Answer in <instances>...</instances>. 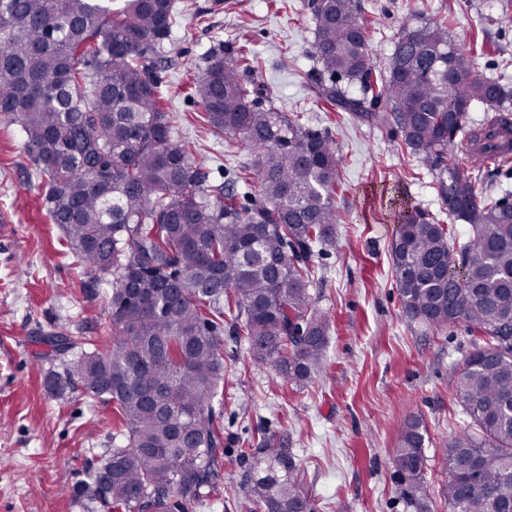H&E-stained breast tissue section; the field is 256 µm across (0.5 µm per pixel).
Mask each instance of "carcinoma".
<instances>
[{"instance_id":"cac0c4a2","label":"carcinoma","mask_w":512,"mask_h":512,"mask_svg":"<svg viewBox=\"0 0 512 512\" xmlns=\"http://www.w3.org/2000/svg\"><path fill=\"white\" fill-rule=\"evenodd\" d=\"M313 88L358 124L394 126L397 146L438 172L448 216L472 233L459 251L450 229L404 206L391 246L404 313L425 325L464 323L483 344L455 381L475 430L442 448L449 512L512 510V191L495 198L479 164L448 159L495 139L512 153V88L476 71L448 23L405 27L379 65L359 0H311ZM173 0H0V122L20 127L44 189L46 215L90 270L112 275V336L43 337L75 352L47 376L62 395L81 388L112 408V451L85 460L73 498L113 512H195L217 494L224 444V335L301 386L322 367L331 316L310 293L309 260L333 235L340 158L332 140L256 107L245 45L217 48L192 86L218 135L255 147L250 164L213 185L174 138L159 66L168 60ZM356 90H350V87ZM493 113L484 127L468 112ZM112 172L101 183L87 176ZM255 182L261 201L238 202ZM230 323L224 325V314ZM425 429L406 423L391 464L416 512H429ZM244 493L254 512L312 503L286 448L259 451Z\"/></svg>"}]
</instances>
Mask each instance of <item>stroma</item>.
I'll return each mask as SVG.
<instances>
[{"instance_id": "stroma-1", "label": "stroma", "mask_w": 512, "mask_h": 512, "mask_svg": "<svg viewBox=\"0 0 512 512\" xmlns=\"http://www.w3.org/2000/svg\"><path fill=\"white\" fill-rule=\"evenodd\" d=\"M178 25L173 60L161 88L178 140L220 183L250 163L251 145L218 138L197 121L190 86L209 50L246 45L259 67L256 105L300 115L328 133L341 159L332 241L310 261L312 297L333 321L322 370L307 384H284L256 364L247 344L224 341V446L219 482L223 504L197 512H244L243 481L254 449L272 439L288 448L314 512H414L390 463L402 427L420 418L431 512H449L440 489V450L470 419L455 400L454 381L476 343L464 324L433 329L401 308L390 258L400 200L449 222L436 175L398 149L387 129L325 111L311 89L315 25L308 0H174ZM498 0H360L369 48L385 63L404 26L446 19L452 40L470 47L474 68L512 86V23ZM23 139L0 124V512H103L74 500L86 459L112 449L110 406L82 389L48 392L45 375L61 370L42 336L109 338L112 277L91 274L67 247L44 210ZM450 223V222H449ZM97 288H88L90 280Z\"/></svg>"}]
</instances>
